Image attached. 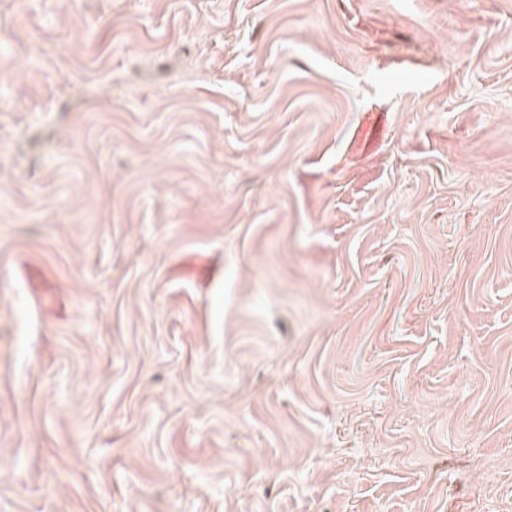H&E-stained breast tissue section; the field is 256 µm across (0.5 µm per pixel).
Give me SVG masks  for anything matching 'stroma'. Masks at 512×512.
Returning <instances> with one entry per match:
<instances>
[{"label":"stroma","instance_id":"35a3bbf8","mask_svg":"<svg viewBox=\"0 0 512 512\" xmlns=\"http://www.w3.org/2000/svg\"><path fill=\"white\" fill-rule=\"evenodd\" d=\"M0 512H512V0H0Z\"/></svg>","mask_w":512,"mask_h":512}]
</instances>
